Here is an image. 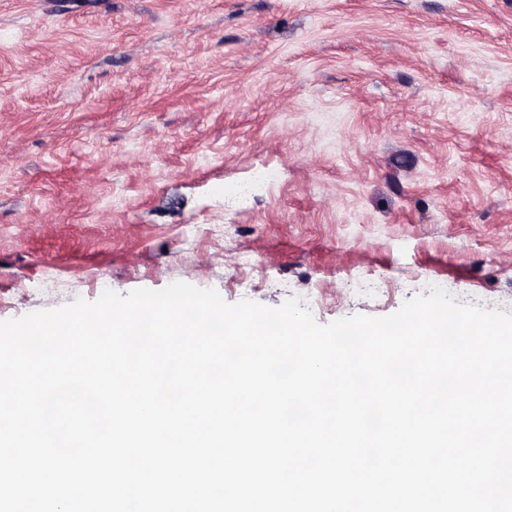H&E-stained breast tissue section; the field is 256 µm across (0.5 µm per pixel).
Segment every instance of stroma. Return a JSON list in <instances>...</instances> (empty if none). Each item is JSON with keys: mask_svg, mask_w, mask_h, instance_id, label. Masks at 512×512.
I'll list each match as a JSON object with an SVG mask.
<instances>
[{"mask_svg": "<svg viewBox=\"0 0 512 512\" xmlns=\"http://www.w3.org/2000/svg\"><path fill=\"white\" fill-rule=\"evenodd\" d=\"M178 280L512 312V0H0V320Z\"/></svg>", "mask_w": 512, "mask_h": 512, "instance_id": "1", "label": "stroma"}]
</instances>
